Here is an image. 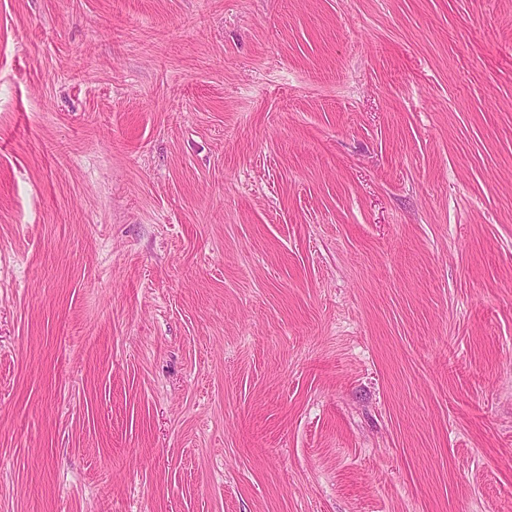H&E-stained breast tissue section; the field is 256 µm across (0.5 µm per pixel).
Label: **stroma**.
<instances>
[{"instance_id": "obj_1", "label": "stroma", "mask_w": 512, "mask_h": 512, "mask_svg": "<svg viewBox=\"0 0 512 512\" xmlns=\"http://www.w3.org/2000/svg\"><path fill=\"white\" fill-rule=\"evenodd\" d=\"M0 512H512V0H0Z\"/></svg>"}]
</instances>
